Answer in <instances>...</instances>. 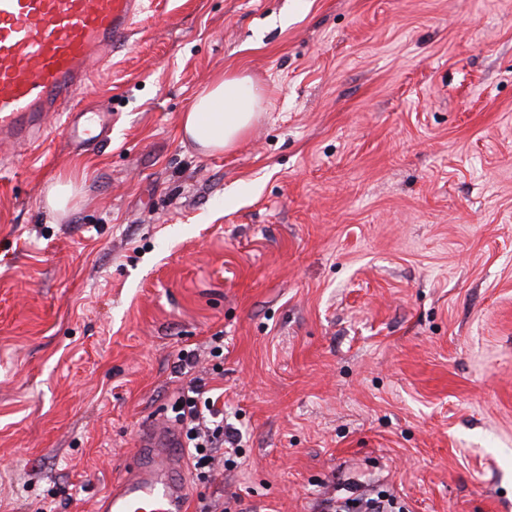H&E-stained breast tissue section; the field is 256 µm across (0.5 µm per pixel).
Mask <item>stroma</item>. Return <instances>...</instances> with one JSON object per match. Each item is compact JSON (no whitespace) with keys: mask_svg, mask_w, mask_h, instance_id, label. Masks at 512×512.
Masks as SVG:
<instances>
[{"mask_svg":"<svg viewBox=\"0 0 512 512\" xmlns=\"http://www.w3.org/2000/svg\"><path fill=\"white\" fill-rule=\"evenodd\" d=\"M226 69L265 108L207 155ZM77 108L0 148V512H94L183 349L241 449L191 505L512 512V0H145ZM262 103L263 96L249 77L218 72L192 99L182 116L181 132L203 153H222L240 142ZM74 172L64 179H59L51 184L47 192V203L56 212L65 213L68 210L71 199L76 193ZM324 512H402V507L391 494L381 493L373 497H354L344 501L325 503Z\"/></svg>","mask_w":512,"mask_h":512,"instance_id":"1","label":"stroma"}]
</instances>
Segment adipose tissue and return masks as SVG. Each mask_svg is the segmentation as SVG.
<instances>
[{
  "instance_id": "obj_1",
  "label": "adipose tissue",
  "mask_w": 512,
  "mask_h": 512,
  "mask_svg": "<svg viewBox=\"0 0 512 512\" xmlns=\"http://www.w3.org/2000/svg\"><path fill=\"white\" fill-rule=\"evenodd\" d=\"M263 96L252 80L233 71L215 74L181 119V132L206 154L233 149L244 137Z\"/></svg>"
}]
</instances>
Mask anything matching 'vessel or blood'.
I'll use <instances>...</instances> for the list:
<instances>
[{"mask_svg": "<svg viewBox=\"0 0 512 512\" xmlns=\"http://www.w3.org/2000/svg\"><path fill=\"white\" fill-rule=\"evenodd\" d=\"M139 0H0V142L37 146L48 115L62 112L65 138L85 147L106 139L112 115L71 104L112 57ZM182 439L166 419L140 436L125 476L97 512H189Z\"/></svg>", "mask_w": 512, "mask_h": 512, "instance_id": "obj_1", "label": "vessel or blood"}]
</instances>
